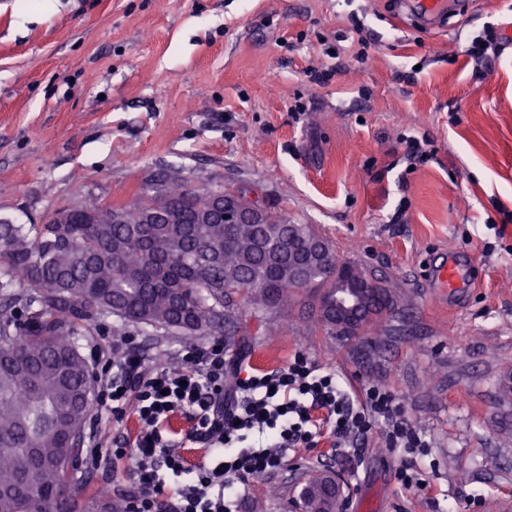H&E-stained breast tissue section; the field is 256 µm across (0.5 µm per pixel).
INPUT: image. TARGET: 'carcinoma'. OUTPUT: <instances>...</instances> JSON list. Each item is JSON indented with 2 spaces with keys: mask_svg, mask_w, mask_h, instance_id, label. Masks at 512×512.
Returning a JSON list of instances; mask_svg holds the SVG:
<instances>
[{
  "mask_svg": "<svg viewBox=\"0 0 512 512\" xmlns=\"http://www.w3.org/2000/svg\"><path fill=\"white\" fill-rule=\"evenodd\" d=\"M238 187L189 190L173 177L152 181L129 208L80 204L42 224L0 222V512H124L89 491L80 437L93 408L92 373L77 345L82 331L124 336L149 326L174 336H207L242 314L245 293L258 327L274 332L268 313L304 292L331 334L325 303L336 280L307 262L317 246L336 254L308 224L266 213L262 224H226L213 212L217 194ZM363 318L359 335H388L392 294ZM302 512H343L317 470Z\"/></svg>",
  "mask_w": 512,
  "mask_h": 512,
  "instance_id": "carcinoma-1",
  "label": "carcinoma"
}]
</instances>
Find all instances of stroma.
<instances>
[{"label":"stroma","mask_w":512,"mask_h":512,"mask_svg":"<svg viewBox=\"0 0 512 512\" xmlns=\"http://www.w3.org/2000/svg\"><path fill=\"white\" fill-rule=\"evenodd\" d=\"M490 25L505 40L478 66L465 48ZM511 30L512 0H472L436 28L393 0H0V217L130 207L164 174L256 186L396 294L388 336L327 335L299 297L275 335L224 344L259 371L302 351L352 391L387 384L432 439L424 488L400 489L376 432L356 470L289 452L239 512H294L310 469L345 478L347 512H495L512 497ZM405 136L431 140L433 159L411 166ZM444 253L471 279L453 298L426 278Z\"/></svg>","instance_id":"obj_1"}]
</instances>
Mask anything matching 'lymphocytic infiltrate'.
I'll use <instances>...</instances> for the list:
<instances>
[{
  "label": "lymphocytic infiltrate",
  "mask_w": 512,
  "mask_h": 512,
  "mask_svg": "<svg viewBox=\"0 0 512 512\" xmlns=\"http://www.w3.org/2000/svg\"><path fill=\"white\" fill-rule=\"evenodd\" d=\"M179 357L178 367L148 365L132 335L92 356L101 411L118 423L132 414L140 424L121 447L95 443L85 456L88 470L126 473V512H236L240 486L278 476L289 449L325 443L334 454L355 452L377 427L400 456L397 482L407 491L422 487L414 460L431 442L384 383L350 397L336 373L302 352L279 370L256 373L220 339ZM177 415L189 417L187 439L206 448L210 463L188 466L170 429ZM168 472L186 483L168 489Z\"/></svg>",
  "instance_id": "f902f5d3"
}]
</instances>
